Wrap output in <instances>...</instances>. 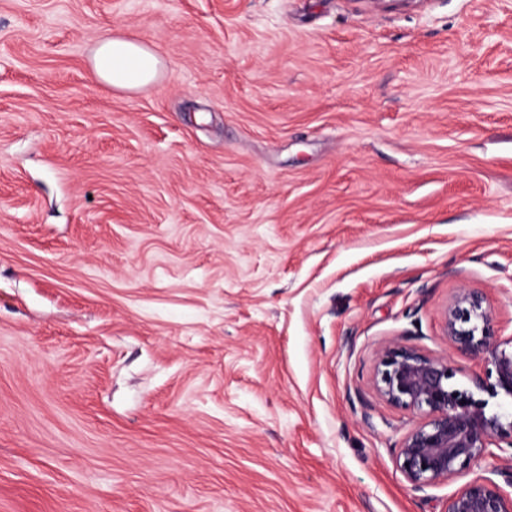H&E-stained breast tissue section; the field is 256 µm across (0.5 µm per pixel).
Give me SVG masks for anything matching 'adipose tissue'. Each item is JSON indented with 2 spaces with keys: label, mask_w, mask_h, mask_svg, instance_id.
<instances>
[{
  "label": "adipose tissue",
  "mask_w": 512,
  "mask_h": 512,
  "mask_svg": "<svg viewBox=\"0 0 512 512\" xmlns=\"http://www.w3.org/2000/svg\"><path fill=\"white\" fill-rule=\"evenodd\" d=\"M94 78L111 88L134 91L155 83L164 61L153 47L120 35L101 38L89 58Z\"/></svg>",
  "instance_id": "obj_1"
}]
</instances>
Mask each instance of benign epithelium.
Instances as JSON below:
<instances>
[{
  "label": "benign epithelium",
  "instance_id": "benign-epithelium-1",
  "mask_svg": "<svg viewBox=\"0 0 512 512\" xmlns=\"http://www.w3.org/2000/svg\"><path fill=\"white\" fill-rule=\"evenodd\" d=\"M442 324L450 349L482 365L470 386L453 382L448 359L399 343L380 347L372 376L381 398L418 418L396 466L419 491L470 473L494 448L512 449V336L500 335L485 296L469 288L444 308ZM497 473L504 483L477 476L442 512H512V458Z\"/></svg>",
  "mask_w": 512,
  "mask_h": 512
}]
</instances>
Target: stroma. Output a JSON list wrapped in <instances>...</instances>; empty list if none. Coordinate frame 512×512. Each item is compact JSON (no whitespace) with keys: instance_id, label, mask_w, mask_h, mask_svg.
<instances>
[{"instance_id":"35a3bbf8","label":"stroma","mask_w":512,"mask_h":512,"mask_svg":"<svg viewBox=\"0 0 512 512\" xmlns=\"http://www.w3.org/2000/svg\"><path fill=\"white\" fill-rule=\"evenodd\" d=\"M462 288L512 336V0H0V512H442L372 375L468 384ZM94 78L111 88L134 91L155 83L164 61L153 47L120 35L101 38L89 58Z\"/></svg>"}]
</instances>
